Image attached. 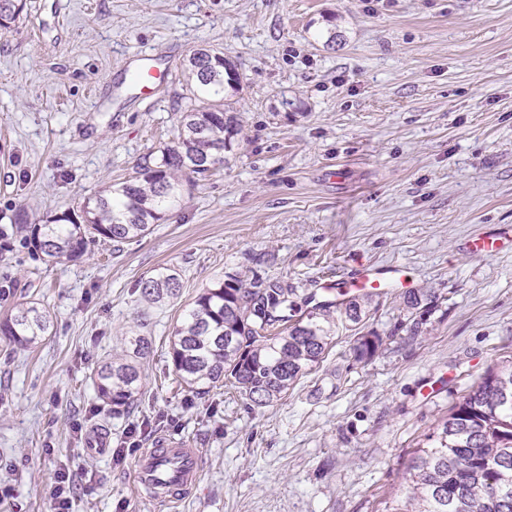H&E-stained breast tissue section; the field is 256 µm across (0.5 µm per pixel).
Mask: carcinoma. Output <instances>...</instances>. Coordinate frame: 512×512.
<instances>
[{"instance_id": "carcinoma-1", "label": "carcinoma", "mask_w": 512, "mask_h": 512, "mask_svg": "<svg viewBox=\"0 0 512 512\" xmlns=\"http://www.w3.org/2000/svg\"><path fill=\"white\" fill-rule=\"evenodd\" d=\"M24 7V0H0V29L10 28ZM183 75L191 96L176 138L158 162L85 202L80 223L64 211L41 224L15 225L34 254L47 262H77L96 242L137 241L178 202L186 178L202 180L224 166L238 134L236 116L224 109V92L239 89L240 78L213 49L191 51ZM181 288L179 274L166 268L142 281L140 294L147 305H162L178 298ZM296 291L282 278L259 275L232 277L205 289L173 330L171 360L182 382L190 389L229 386L248 404L265 407L324 361L339 326H357L370 312L367 296L340 304L322 301L299 316ZM435 303L428 290L404 293L413 334ZM52 329L50 313L34 298L0 320V333L23 349L37 347ZM129 344L133 359L112 356L93 374L100 400L114 414L135 403L141 382L137 360L150 349L144 336ZM379 344L376 335L360 337L356 358L371 357ZM428 441L416 449L402 495L388 512H512V363L488 369Z\"/></svg>"}]
</instances>
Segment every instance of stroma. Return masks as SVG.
Returning <instances> with one entry per match:
<instances>
[{
	"instance_id": "stroma-1",
	"label": "stroma",
	"mask_w": 512,
	"mask_h": 512,
	"mask_svg": "<svg viewBox=\"0 0 512 512\" xmlns=\"http://www.w3.org/2000/svg\"><path fill=\"white\" fill-rule=\"evenodd\" d=\"M335 29L326 45L317 34ZM200 47L233 61L240 132L223 168L184 184L152 232L76 263L33 259L16 224L79 211L154 163L177 134L182 64ZM171 72L141 100L127 58ZM512 0H27L0 34V317L39 298L54 321L31 350L0 335V512H50L59 469L73 512H167L135 488L161 437L202 454L176 512H387L416 449L494 364L512 361ZM363 264L404 267L438 300L418 334L402 290L373 297L320 367L283 399L248 408L189 390L171 336L203 289L285 278L325 298ZM163 268L183 288L147 306ZM380 338L358 360L359 336ZM132 336L152 343L129 412L91 373Z\"/></svg>"
}]
</instances>
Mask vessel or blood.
I'll list each match as a JSON object with an SVG mask.
<instances>
[{"label":"vessel or blood","instance_id":"vessel-or-blood-1","mask_svg":"<svg viewBox=\"0 0 512 512\" xmlns=\"http://www.w3.org/2000/svg\"><path fill=\"white\" fill-rule=\"evenodd\" d=\"M132 65L138 76L140 97L145 100L152 98L155 88L167 80V70L161 69L155 59L143 54L134 56ZM404 280L403 268L363 266L353 273L348 285L351 290L360 291L383 288ZM199 456L198 449L190 447L186 442H159L137 457L135 479L142 488L152 490L160 503L175 506L180 494L195 485L200 477Z\"/></svg>","mask_w":512,"mask_h":512}]
</instances>
